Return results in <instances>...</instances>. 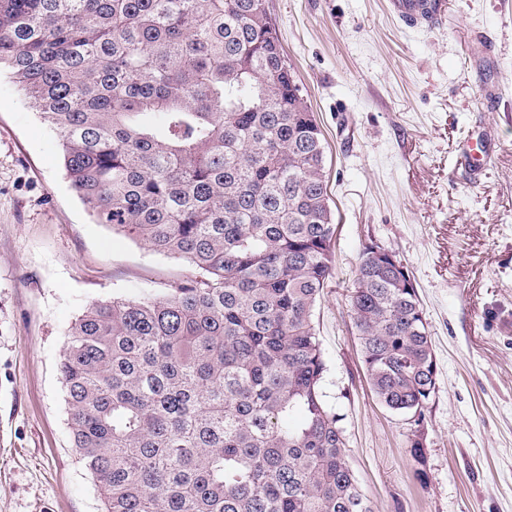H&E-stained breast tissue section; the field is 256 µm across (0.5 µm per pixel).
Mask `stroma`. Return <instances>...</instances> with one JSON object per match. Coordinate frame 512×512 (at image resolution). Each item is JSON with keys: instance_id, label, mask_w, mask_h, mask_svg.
Here are the masks:
<instances>
[{"instance_id": "stroma-1", "label": "stroma", "mask_w": 512, "mask_h": 512, "mask_svg": "<svg viewBox=\"0 0 512 512\" xmlns=\"http://www.w3.org/2000/svg\"><path fill=\"white\" fill-rule=\"evenodd\" d=\"M431 32L388 0H266L325 139L336 267L314 311L326 391L375 512H512V0H451ZM491 129L477 184L457 162ZM414 280L436 359L423 448L366 379L348 295L365 244ZM190 274L97 223L0 72V512H103L71 446L59 360L95 301Z\"/></svg>"}]
</instances>
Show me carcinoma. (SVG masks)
<instances>
[{
    "label": "carcinoma",
    "mask_w": 512,
    "mask_h": 512,
    "mask_svg": "<svg viewBox=\"0 0 512 512\" xmlns=\"http://www.w3.org/2000/svg\"><path fill=\"white\" fill-rule=\"evenodd\" d=\"M2 67L97 222L192 269L67 335V421L104 512H374L313 322L336 239L322 134L265 0H0ZM349 298L417 452L435 385L418 291L364 250Z\"/></svg>",
    "instance_id": "cac0c4a2"
}]
</instances>
